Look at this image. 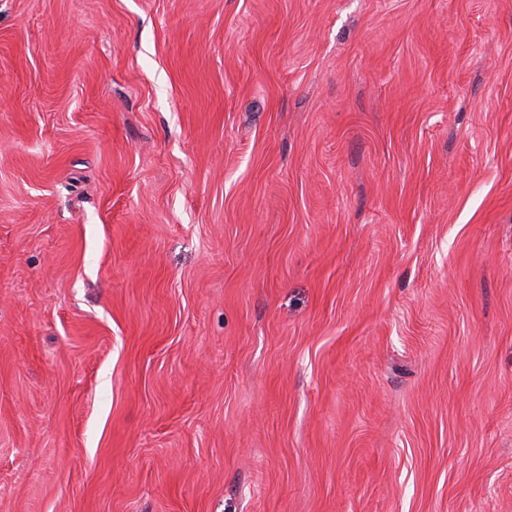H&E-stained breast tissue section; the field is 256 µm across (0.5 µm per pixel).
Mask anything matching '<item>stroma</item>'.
Returning <instances> with one entry per match:
<instances>
[{
	"label": "stroma",
	"instance_id": "stroma-1",
	"mask_svg": "<svg viewBox=\"0 0 512 512\" xmlns=\"http://www.w3.org/2000/svg\"><path fill=\"white\" fill-rule=\"evenodd\" d=\"M0 512H512V0H0Z\"/></svg>",
	"mask_w": 512,
	"mask_h": 512
}]
</instances>
